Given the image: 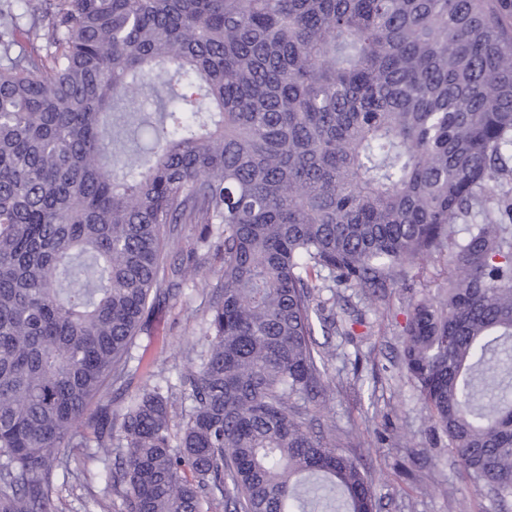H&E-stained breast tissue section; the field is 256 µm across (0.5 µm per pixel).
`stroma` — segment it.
Returning <instances> with one entry per match:
<instances>
[{"label": "stroma", "instance_id": "1", "mask_svg": "<svg viewBox=\"0 0 512 512\" xmlns=\"http://www.w3.org/2000/svg\"><path fill=\"white\" fill-rule=\"evenodd\" d=\"M170 261L179 269V286L157 301L146 331L136 339V373L108 389L103 402L121 416L143 388L175 386L186 373L188 349L205 343L208 308L216 292L215 270L222 259L215 248L194 247L184 238ZM445 268L442 259L423 262L394 285L362 293L336 292V316L364 318L351 335L318 336L333 352L332 384L316 400L318 430L350 433L342 448L355 456L372 483L374 512H448L449 501L462 512H512V499L500 501L474 484L448 452V440L429 420L419 393L402 368L403 326L410 300L431 296ZM83 444L68 449L70 471L58 478L60 512H122L107 489V464L95 454L94 422L82 423Z\"/></svg>", "mask_w": 512, "mask_h": 512}]
</instances>
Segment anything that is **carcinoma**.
<instances>
[{
	"mask_svg": "<svg viewBox=\"0 0 512 512\" xmlns=\"http://www.w3.org/2000/svg\"><path fill=\"white\" fill-rule=\"evenodd\" d=\"M15 3L0 7V512H58L77 424L178 286L170 249L215 224L207 348L179 390L134 399L120 437L109 408L95 416L125 512L218 496L374 512L358 460L312 430L315 325L335 333L336 289L442 256L403 368L448 452L512 497V0Z\"/></svg>",
	"mask_w": 512,
	"mask_h": 512,
	"instance_id": "obj_1",
	"label": "carcinoma"
}]
</instances>
